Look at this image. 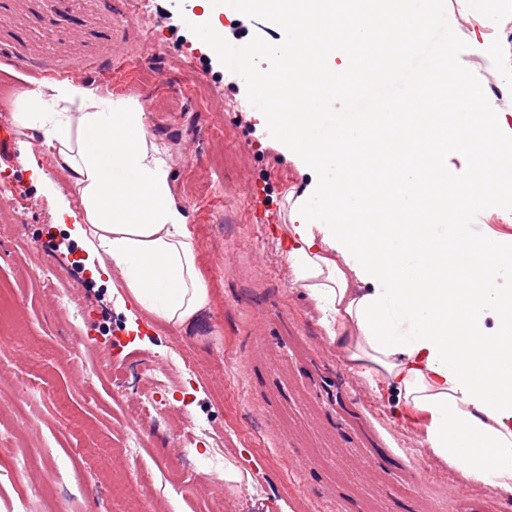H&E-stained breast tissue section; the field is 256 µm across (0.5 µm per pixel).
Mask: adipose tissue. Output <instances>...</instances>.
I'll use <instances>...</instances> for the list:
<instances>
[{"mask_svg": "<svg viewBox=\"0 0 512 512\" xmlns=\"http://www.w3.org/2000/svg\"><path fill=\"white\" fill-rule=\"evenodd\" d=\"M446 11V0H354L343 16L351 32L368 14L396 22L399 63L444 28ZM251 58L239 49L276 137L324 160L321 186L290 208L294 284L322 311V329L352 370L395 393L393 413L418 416L435 458L461 482L512 494V235L477 236L447 221L457 208L449 158L480 205L512 181V157L471 99H457L451 120L417 122L412 104L437 81L435 64L419 69L389 110L344 128L331 113L291 109L310 93L329 104L333 72L298 63L273 89L271 71L250 70ZM13 119L26 150L51 155L66 171L79 232L109 258L138 310L179 330L209 307L188 217L172 199L170 167L146 112L66 79L21 92ZM373 129L409 133L421 157L404 167L396 224L368 220L355 188L386 166L384 156L358 150Z\"/></svg>", "mask_w": 512, "mask_h": 512, "instance_id": "obj_1", "label": "adipose tissue"}]
</instances>
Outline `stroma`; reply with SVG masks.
I'll list each match as a JSON object with an SVG mask.
<instances>
[{"label": "stroma", "mask_w": 512, "mask_h": 512, "mask_svg": "<svg viewBox=\"0 0 512 512\" xmlns=\"http://www.w3.org/2000/svg\"><path fill=\"white\" fill-rule=\"evenodd\" d=\"M135 2L0 0V127L19 89L139 55L154 32L166 76L142 68L125 92H154L148 127L214 300L174 330L136 309L118 272L94 291L67 279L41 246L77 241L66 175L50 156L0 150V512H503V493L456 481L420 447L415 419L350 370L293 286L284 203L316 189L312 159L272 133L222 56V87L200 82L192 57L206 47L158 21L169 0ZM483 2L447 0L464 45L447 69L476 83L512 152V75L486 56L512 46V8ZM258 177L266 193L248 195ZM256 209L272 223H253ZM463 221L512 235V190Z\"/></svg>", "instance_id": "35a3bbf8"}]
</instances>
